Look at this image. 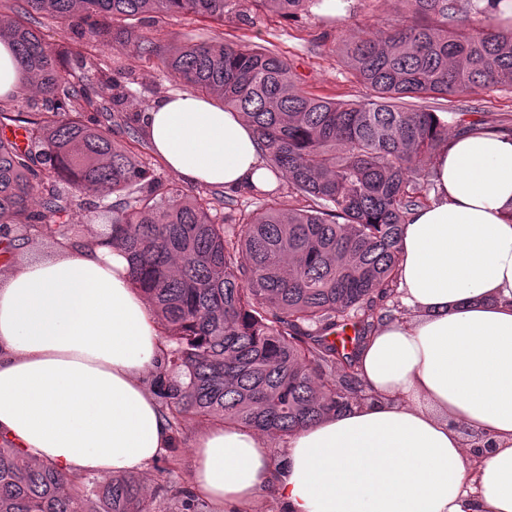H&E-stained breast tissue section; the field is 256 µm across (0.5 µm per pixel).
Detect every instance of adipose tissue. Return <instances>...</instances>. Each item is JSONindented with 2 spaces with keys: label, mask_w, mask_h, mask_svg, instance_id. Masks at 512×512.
Masks as SVG:
<instances>
[{
  "label": "adipose tissue",
  "mask_w": 512,
  "mask_h": 512,
  "mask_svg": "<svg viewBox=\"0 0 512 512\" xmlns=\"http://www.w3.org/2000/svg\"><path fill=\"white\" fill-rule=\"evenodd\" d=\"M187 185L271 191L253 127L175 91L139 116ZM433 202L403 226L402 310L377 326L368 401L291 436H196L189 488L211 512H512V135L463 132L431 159ZM128 260L93 239L28 250L0 274V439L71 477L140 472L172 444L147 385L161 353Z\"/></svg>",
  "instance_id": "1"
}]
</instances>
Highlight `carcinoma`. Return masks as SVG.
I'll return each instance as SVG.
<instances>
[{"label": "carcinoma", "instance_id": "obj_1", "mask_svg": "<svg viewBox=\"0 0 512 512\" xmlns=\"http://www.w3.org/2000/svg\"><path fill=\"white\" fill-rule=\"evenodd\" d=\"M0 20L23 87L41 102L0 108V265L38 240L76 237L101 221L99 243L121 249L152 304L165 350L153 386L174 437L183 418L234 423L273 440L365 399L362 345L399 310L400 237L430 203L426 161L448 143V121L419 101L476 85L512 86V26L468 0H401L403 19L362 30L340 48L365 99L309 94L283 55L222 39L169 49L139 34L155 15L224 21L228 0H24ZM291 18L307 0H252ZM49 14L98 47L112 40L157 60L193 94L243 114L294 202L268 193L224 227L211 199L146 168L133 145L81 111L62 47L29 25ZM110 103H141L109 79ZM25 131L17 146L6 130ZM117 195L114 201L101 191ZM185 512H206L186 487ZM134 475L74 481L0 444V512H148Z\"/></svg>", "mask_w": 512, "mask_h": 512}]
</instances>
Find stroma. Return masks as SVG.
<instances>
[{
	"label": "stroma",
	"instance_id": "1",
	"mask_svg": "<svg viewBox=\"0 0 512 512\" xmlns=\"http://www.w3.org/2000/svg\"><path fill=\"white\" fill-rule=\"evenodd\" d=\"M401 13L399 0H340L332 13L325 10L322 0H309L303 12L289 19L268 8L255 9L250 0H230L223 23L161 15L143 24L141 33L148 38L162 34L171 46L192 39L221 38L250 47H265L287 58L306 91L342 102L360 101L364 90L351 77L339 48L365 25L390 24ZM93 56L92 70L81 69L72 62L67 65L71 81L83 88L90 101L86 114H99L107 98L102 83L109 78L121 79L126 90L147 107L180 87L157 61L145 60L121 43H113L102 52L94 51ZM440 106L448 115V131L452 134L475 122L484 127L512 126V87H475L441 101ZM200 191L213 198L218 217L228 224L237 223L241 214L258 203L255 193L246 189L204 185ZM200 428V423L184 420L172 474L160 473L154 465L143 472L151 512H180L173 507L172 498L179 487L188 483L192 445Z\"/></svg>",
	"mask_w": 512,
	"mask_h": 512
}]
</instances>
